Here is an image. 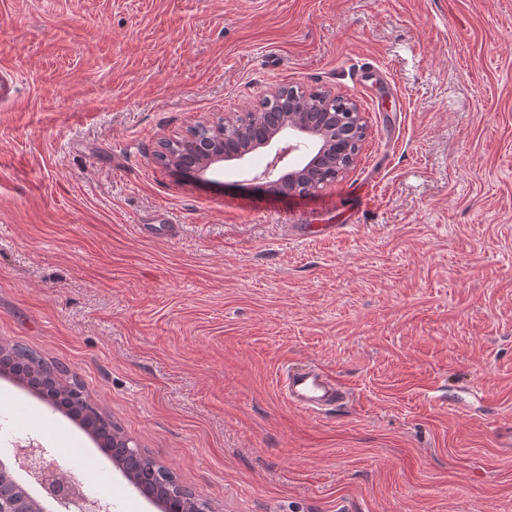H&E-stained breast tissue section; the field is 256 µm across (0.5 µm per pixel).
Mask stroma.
I'll use <instances>...</instances> for the list:
<instances>
[{
    "instance_id": "1",
    "label": "stroma",
    "mask_w": 512,
    "mask_h": 512,
    "mask_svg": "<svg viewBox=\"0 0 512 512\" xmlns=\"http://www.w3.org/2000/svg\"><path fill=\"white\" fill-rule=\"evenodd\" d=\"M1 67L0 344L67 366L211 512H512V0H0ZM277 84L359 104L336 183L154 162ZM307 364L351 399L290 404ZM28 443L159 512L0 375V451Z\"/></svg>"
}]
</instances>
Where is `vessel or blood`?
<instances>
[{
    "label": "vessel or blood",
    "mask_w": 512,
    "mask_h": 512,
    "mask_svg": "<svg viewBox=\"0 0 512 512\" xmlns=\"http://www.w3.org/2000/svg\"><path fill=\"white\" fill-rule=\"evenodd\" d=\"M288 400L310 411H322L344 402L349 393L324 370L308 366L289 371L286 380Z\"/></svg>",
    "instance_id": "b4317fda"
}]
</instances>
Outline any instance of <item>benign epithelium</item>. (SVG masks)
<instances>
[{
  "label": "benign epithelium",
  "instance_id": "1",
  "mask_svg": "<svg viewBox=\"0 0 512 512\" xmlns=\"http://www.w3.org/2000/svg\"><path fill=\"white\" fill-rule=\"evenodd\" d=\"M364 139L362 112L355 101L330 89L311 101L281 110L227 113L160 141L154 160L188 180L207 182L232 162L243 182L277 195H306L332 183L357 162ZM275 153L251 174L248 155L258 148ZM13 463L0 459V512H108L110 505L64 478L43 448H14ZM17 465L39 486L32 496L13 476Z\"/></svg>",
  "mask_w": 512,
  "mask_h": 512
}]
</instances>
